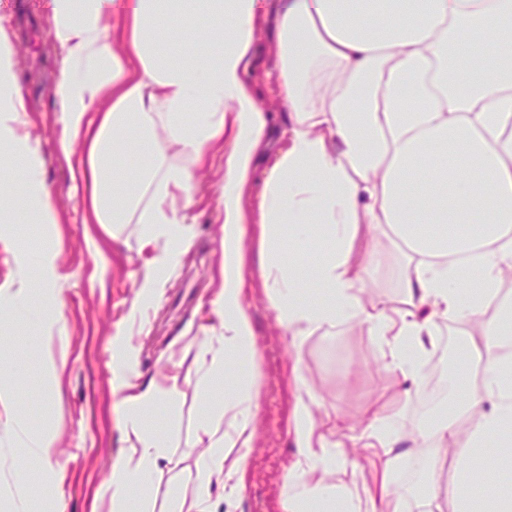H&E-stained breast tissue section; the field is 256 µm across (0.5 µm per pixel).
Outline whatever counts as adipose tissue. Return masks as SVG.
I'll use <instances>...</instances> for the list:
<instances>
[{
	"mask_svg": "<svg viewBox=\"0 0 512 512\" xmlns=\"http://www.w3.org/2000/svg\"><path fill=\"white\" fill-rule=\"evenodd\" d=\"M259 8L258 0H51L52 38L62 54L55 149L77 159L72 191L86 223L116 234L141 224L140 247L152 254L141 288L155 299L194 236L187 212L196 175L210 152L224 154V259L211 300L219 325L193 338L180 357L208 393L201 425L209 444L191 487L170 494L171 512H237L242 501L258 399L243 294L250 220L259 224L260 274L275 317L294 342L358 317L386 369L415 386L437 319L481 325L480 335L467 336L457 365L464 378L470 358H484L481 378L451 413L419 422L408 440L377 419L359 430L360 448L383 460L365 500L307 483L309 473L336 471L347 459L317 432L315 395L304 387L295 392L296 461L283 512H304L313 501L338 512H404L395 494L402 459L424 447L466 453L512 446V299L498 291L512 271V0H279L267 19L286 80L288 147L268 170L253 216L246 200L270 121L248 79ZM188 19L206 23V58L163 46L167 28ZM16 65L0 30V160L15 188L8 205L51 225L40 147L22 130ZM133 144L149 161L131 176L121 159ZM172 144L182 163L169 162ZM284 225L296 244L328 243V255L309 271L326 301H298L308 271L285 256ZM365 226L408 247L400 317L384 302L363 299L367 272L352 256ZM231 359L238 366L233 392L210 396ZM122 389L120 430L130 452L112 466V512H128L173 453L167 435L147 420L162 403L154 379L134 371ZM481 482V472L463 461L453 512H512L511 490L485 496Z\"/></svg>",
	"mask_w": 512,
	"mask_h": 512,
	"instance_id": "adipose-tissue-1",
	"label": "adipose tissue"
}]
</instances>
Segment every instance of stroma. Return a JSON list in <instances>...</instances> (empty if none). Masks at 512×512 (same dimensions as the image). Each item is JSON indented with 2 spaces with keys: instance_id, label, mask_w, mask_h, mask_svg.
Listing matches in <instances>:
<instances>
[{
  "instance_id": "obj_1",
  "label": "stroma",
  "mask_w": 512,
  "mask_h": 512,
  "mask_svg": "<svg viewBox=\"0 0 512 512\" xmlns=\"http://www.w3.org/2000/svg\"><path fill=\"white\" fill-rule=\"evenodd\" d=\"M34 11L22 14L16 0H0V28L7 31L17 55L16 79L21 85L32 137L41 141L43 176L51 185L57 228L33 215L0 214V285L14 273L15 250L30 253L56 250L57 272L68 285L62 320L63 341L48 340L32 325L17 320L7 297L0 296V383L8 385L16 402L0 405V512H13L16 495H23L29 512H112L102 489L112 465L127 444L120 436V384L136 370L162 388H174L167 399L169 418L164 429L173 448L170 462L155 478L160 492L146 504L148 512H165L167 489L190 486L195 465L208 445L200 429L202 393L194 380L170 359L178 336L200 335L213 325L209 301L223 260L218 250L223 221L220 198L224 155L215 153L200 173L197 206L188 211L195 228L164 295L145 310V331L134 341L123 334L124 320L138 297L137 282L146 258L140 250L139 227L125 225L112 239L100 225L84 221L82 202L70 192L69 162L56 152L53 132L57 114L53 87L60 59L51 37V0H36ZM255 39L259 62L251 80L261 102L275 108L284 94V79L267 32L258 18ZM244 288L255 339L254 376L258 405L251 469L238 512H283L291 489L294 394L305 385L317 399L314 416L319 432L341 442L348 457L332 475L309 474L310 483L337 484L361 491L372 486L378 460L363 455L354 428L373 418L399 435L414 431L420 420L422 394H405L403 386L384 368L381 350L366 326L350 318L330 331H318L293 347L288 332L278 328L259 272L258 227L250 225ZM406 246L396 237L370 231L359 239L353 259L368 269L369 292L385 299L392 316L402 313L401 278ZM106 264H99V257ZM134 344L137 357L127 364L123 351ZM35 435L54 438L51 463L29 458L12 441L16 413ZM339 414L345 428H333L329 416ZM35 476L17 491L18 471Z\"/></svg>"
}]
</instances>
